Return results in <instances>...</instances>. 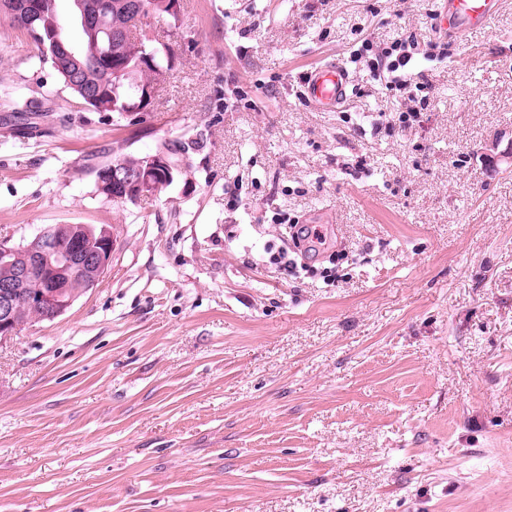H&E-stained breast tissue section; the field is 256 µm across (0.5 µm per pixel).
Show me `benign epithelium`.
Segmentation results:
<instances>
[{
  "label": "benign epithelium",
  "instance_id": "7a95c632",
  "mask_svg": "<svg viewBox=\"0 0 512 512\" xmlns=\"http://www.w3.org/2000/svg\"><path fill=\"white\" fill-rule=\"evenodd\" d=\"M158 5L139 3L136 9L145 14L147 20L167 14L173 18L181 13V0H156ZM76 11L73 22L83 30V35L92 39L101 31V26L92 22L87 15L82 0H74ZM56 9V2L46 0H10L0 11L9 14L15 22L23 25L29 20L40 16L46 9ZM146 38L138 39L129 44L117 37L114 39V57L120 58L132 52L138 56V65L153 71L151 83L141 87L140 103L136 109L143 112L149 110L153 103L157 86L170 76V70L154 63L160 52L171 57V48L164 44L158 48L149 46L144 40H152L150 29L144 28ZM53 48L57 56L67 60L66 84L78 92L85 105H99L105 99L108 86H117L122 80L131 76L130 69L118 68L106 76L104 82L96 87L88 88L79 79L85 70L82 61L84 55L83 42L70 39L62 25H57L52 34ZM181 166L173 162L164 151L147 153L139 164L129 169L120 160L103 167L97 175V187L106 198L116 201H137L148 198L158 191L160 182L173 181L174 172ZM73 236L74 247L69 253H59L52 249L48 242L50 237L59 236L60 231ZM114 236L105 226L96 227L84 224H60L56 228H46L28 242L12 243L7 239L0 240V267L11 271V279L0 284V343L16 335L22 326L23 308L18 306L24 300L29 307H38L45 312L44 318L54 319L62 315L73 303V295L69 294L71 280L82 275L87 287H92L108 268L113 252ZM50 267L48 285L36 292L20 296V285L27 282L44 266Z\"/></svg>",
  "mask_w": 512,
  "mask_h": 512
}]
</instances>
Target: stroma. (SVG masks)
<instances>
[{
	"label": "stroma",
	"mask_w": 512,
	"mask_h": 512,
	"mask_svg": "<svg viewBox=\"0 0 512 512\" xmlns=\"http://www.w3.org/2000/svg\"><path fill=\"white\" fill-rule=\"evenodd\" d=\"M182 0L136 125L83 105L0 14V237L107 226L112 261L0 345V512H512V0ZM413 36L422 122L352 62ZM346 65L340 111L302 76ZM44 116L29 136L19 112ZM183 142L157 194L92 166ZM282 214L342 257L289 272ZM436 15L444 34L482 29L498 9L499 0H438Z\"/></svg>",
	"instance_id": "35a3bbf8"
}]
</instances>
